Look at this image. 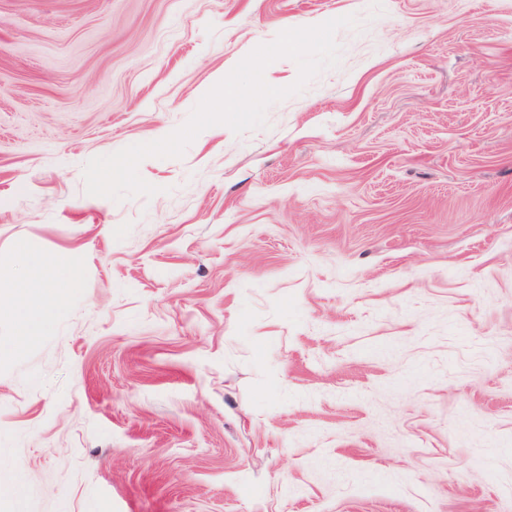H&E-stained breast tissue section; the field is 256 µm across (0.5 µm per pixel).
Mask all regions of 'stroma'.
<instances>
[{"label": "stroma", "mask_w": 512, "mask_h": 512, "mask_svg": "<svg viewBox=\"0 0 512 512\" xmlns=\"http://www.w3.org/2000/svg\"><path fill=\"white\" fill-rule=\"evenodd\" d=\"M337 68L149 157L286 28ZM0 512H512V0H0ZM22 272L12 279L11 288L0 290V319L9 320L15 329L9 350L20 352L37 342L49 329V315L65 302L69 290L79 279L78 269L54 258L18 250Z\"/></svg>", "instance_id": "stroma-1"}]
</instances>
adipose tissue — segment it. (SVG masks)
Wrapping results in <instances>:
<instances>
[{
    "label": "adipose tissue",
    "instance_id": "adipose-tissue-1",
    "mask_svg": "<svg viewBox=\"0 0 512 512\" xmlns=\"http://www.w3.org/2000/svg\"><path fill=\"white\" fill-rule=\"evenodd\" d=\"M22 271L10 288L0 293V318L15 329L12 351L19 352L37 342L49 329V316L65 302L76 286L79 272L54 258L19 248Z\"/></svg>",
    "mask_w": 512,
    "mask_h": 512
}]
</instances>
